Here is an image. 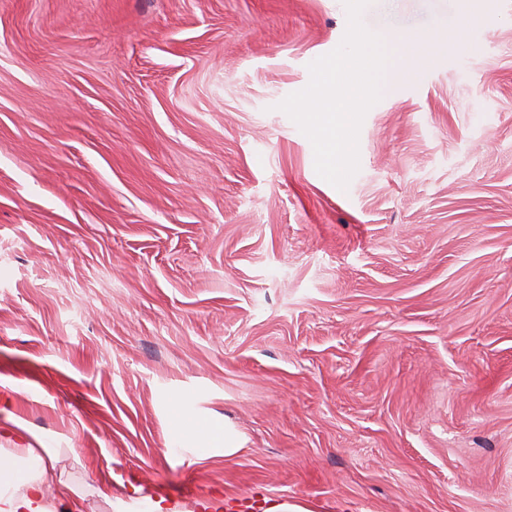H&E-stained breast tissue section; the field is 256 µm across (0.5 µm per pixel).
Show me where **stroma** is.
Wrapping results in <instances>:
<instances>
[{
    "label": "stroma",
    "mask_w": 512,
    "mask_h": 512,
    "mask_svg": "<svg viewBox=\"0 0 512 512\" xmlns=\"http://www.w3.org/2000/svg\"><path fill=\"white\" fill-rule=\"evenodd\" d=\"M481 6L388 66L343 192L276 108L343 0H0V448L183 512H512V0ZM181 407L240 451L178 450Z\"/></svg>",
    "instance_id": "obj_1"
}]
</instances>
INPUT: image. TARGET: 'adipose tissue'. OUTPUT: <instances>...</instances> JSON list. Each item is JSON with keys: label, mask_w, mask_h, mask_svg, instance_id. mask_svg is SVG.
Here are the masks:
<instances>
[{"label": "adipose tissue", "mask_w": 512, "mask_h": 512, "mask_svg": "<svg viewBox=\"0 0 512 512\" xmlns=\"http://www.w3.org/2000/svg\"><path fill=\"white\" fill-rule=\"evenodd\" d=\"M52 457L46 447L11 449V466L0 471V512H47L46 491L53 487L72 501L92 492L91 484L56 480L48 466Z\"/></svg>", "instance_id": "ef3b65f1"}]
</instances>
